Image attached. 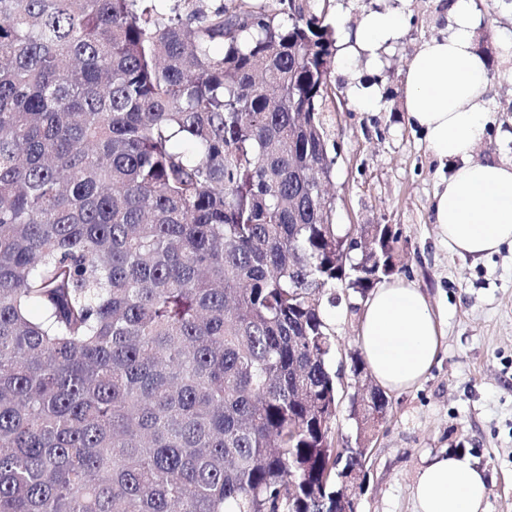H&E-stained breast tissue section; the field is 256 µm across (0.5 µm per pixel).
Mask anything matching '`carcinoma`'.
Segmentation results:
<instances>
[{"mask_svg":"<svg viewBox=\"0 0 512 512\" xmlns=\"http://www.w3.org/2000/svg\"><path fill=\"white\" fill-rule=\"evenodd\" d=\"M144 2L0 0V512H336L334 31Z\"/></svg>","mask_w":512,"mask_h":512,"instance_id":"1","label":"carcinoma"}]
</instances>
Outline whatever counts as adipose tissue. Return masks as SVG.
I'll use <instances>...</instances> for the list:
<instances>
[{
  "label": "adipose tissue",
  "mask_w": 512,
  "mask_h": 512,
  "mask_svg": "<svg viewBox=\"0 0 512 512\" xmlns=\"http://www.w3.org/2000/svg\"><path fill=\"white\" fill-rule=\"evenodd\" d=\"M448 32L425 40L406 73L404 107L430 151L455 161L436 190L433 222L449 251L476 259L512 249V164L476 159L486 135L487 70L475 48L472 0H448ZM390 10L365 14L337 44L348 65L376 58L401 32ZM443 332L425 294L401 280L374 288L364 304L358 341L376 383L389 391L409 388L435 362ZM487 485L472 456L462 451L424 460L412 488L414 512H482Z\"/></svg>",
  "instance_id": "ef3b65f1"
}]
</instances>
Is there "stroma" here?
Listing matches in <instances>:
<instances>
[{
    "instance_id": "35a3bbf8",
    "label": "stroma",
    "mask_w": 512,
    "mask_h": 512,
    "mask_svg": "<svg viewBox=\"0 0 512 512\" xmlns=\"http://www.w3.org/2000/svg\"><path fill=\"white\" fill-rule=\"evenodd\" d=\"M323 14L336 35L356 27L373 9L403 16L400 37L370 67L334 65L325 112L328 151L336 166L329 191L332 221L342 230L387 224L399 234L397 277L426 294L444 336L438 360L420 383L389 392L387 419L372 438L358 490V512H413L411 489L423 459L442 450L470 453L487 478L484 512H512V251L481 260L463 258L439 241L431 201L450 162L433 156L404 110L409 59L420 43L446 33L447 0H298ZM476 37L482 38L492 123L479 145L481 160L512 162V0H474ZM370 86V107L353 87ZM326 306L339 352L333 365L350 378L359 352L365 299L337 290Z\"/></svg>"
}]
</instances>
